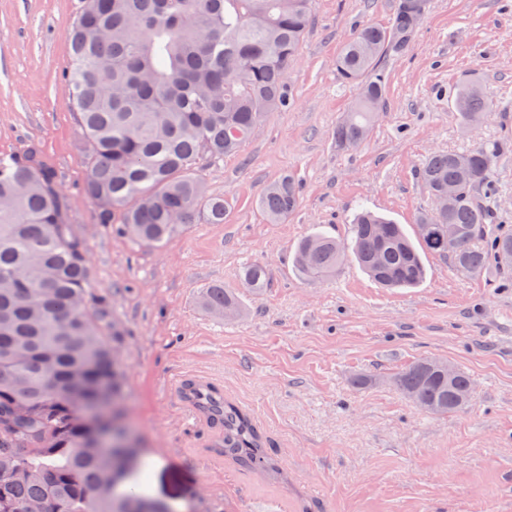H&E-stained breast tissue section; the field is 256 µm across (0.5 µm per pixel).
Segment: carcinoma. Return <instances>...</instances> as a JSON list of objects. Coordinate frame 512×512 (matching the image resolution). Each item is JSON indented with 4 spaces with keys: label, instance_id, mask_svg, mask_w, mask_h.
Masks as SVG:
<instances>
[{
    "label": "carcinoma",
    "instance_id": "carcinoma-1",
    "mask_svg": "<svg viewBox=\"0 0 512 512\" xmlns=\"http://www.w3.org/2000/svg\"><path fill=\"white\" fill-rule=\"evenodd\" d=\"M313 0H81L67 33L65 78L88 156L83 192L101 224L135 242L163 246L189 224H222L228 203L207 191L200 168L239 152L271 112H285L295 92L288 68L310 21ZM427 0H397L385 26L359 28L340 48L339 80L358 94L336 124L340 149L360 146L384 115V61L408 47ZM455 107L469 125L497 109L479 87L456 89ZM503 146L436 152L419 170L434 198L459 189L451 211L433 206L417 219V241L401 225L369 210L350 237L325 231L304 237L294 253L307 280L355 259L384 288H414L426 275L422 254L449 260L459 274L481 276L490 262L512 265V230L501 225L494 167ZM301 185L284 174L258 206L271 224L294 213ZM461 231L448 244V225ZM267 271L248 265L241 280L261 288ZM87 257L68 224L54 168L30 146L0 156V512L167 511L135 485L122 487L149 461L124 440L100 442L102 423L83 403L110 402L105 422L122 421L125 381L87 303ZM209 313L240 312L235 293L213 285L201 298ZM444 361L415 362L394 384L419 408L446 414L465 407L472 383L453 381ZM210 423L222 431L218 453L240 468H274L257 427L224 403Z\"/></svg>",
    "mask_w": 512,
    "mask_h": 512
}]
</instances>
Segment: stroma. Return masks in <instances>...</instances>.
Wrapping results in <instances>:
<instances>
[{
  "label": "stroma",
  "instance_id": "stroma-1",
  "mask_svg": "<svg viewBox=\"0 0 512 512\" xmlns=\"http://www.w3.org/2000/svg\"><path fill=\"white\" fill-rule=\"evenodd\" d=\"M396 2L314 0L289 70L294 106L201 167L209 192L229 200L223 223L189 225L157 248L100 223L82 191L88 159L63 80L80 0H0V155L34 145L57 172L90 301L104 331H122L153 499L194 512L207 502L226 512H512V268L467 277L429 255L418 287L387 290L350 262L319 281L292 263L302 237H347L362 208L415 233L432 204L418 177L429 154L512 144V0H429L413 41L386 62L383 119L360 147L337 148L357 88L337 79L336 54L359 26L387 25ZM470 83L497 110L464 125L453 95ZM285 173L300 180L301 204L271 224L256 200ZM249 264L266 267L263 288L242 283ZM216 283L239 292L241 316L202 311L199 296ZM427 357L469 374L466 408L429 415L392 385ZM191 378L251 416L280 478L213 453L216 429L179 395Z\"/></svg>",
  "mask_w": 512,
  "mask_h": 512
}]
</instances>
